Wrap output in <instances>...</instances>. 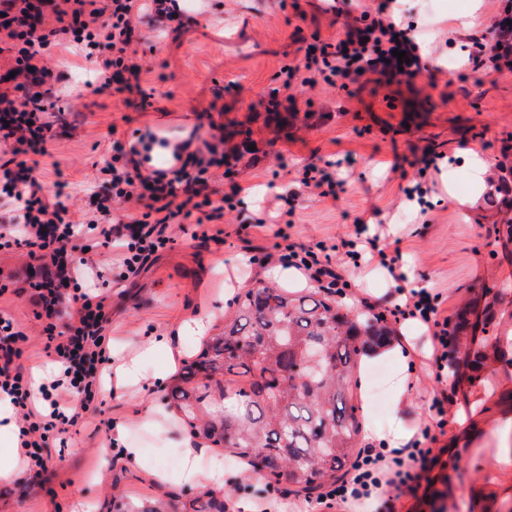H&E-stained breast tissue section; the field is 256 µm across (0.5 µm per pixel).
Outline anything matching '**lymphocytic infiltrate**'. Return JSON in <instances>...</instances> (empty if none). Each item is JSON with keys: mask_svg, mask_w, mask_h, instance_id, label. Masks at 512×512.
Masks as SVG:
<instances>
[{"mask_svg": "<svg viewBox=\"0 0 512 512\" xmlns=\"http://www.w3.org/2000/svg\"><path fill=\"white\" fill-rule=\"evenodd\" d=\"M169 22L176 31L191 19L173 12L163 0H0V34L15 52L11 74L0 75V144L7 153L0 161V251L25 248L39 262L34 283L40 316L46 321L47 346L53 347L61 372L49 383L33 388L22 363L26 333L9 313L0 314V394L18 416L17 448L31 475L43 477L49 459V438L76 426L84 411L100 410L101 367L110 357L104 346L112 304L101 290L103 265L121 269L123 277L140 272L158 252L175 242L174 225L203 226L223 219V203L213 201L208 188L224 155L210 147L207 155L145 175L133 152L114 142L93 189L97 208L73 219L68 205L50 198L31 175L29 156L47 152L46 111L61 73L49 64L52 48L69 46L93 66L104 87L122 94L132 89L142 72L134 31L144 20ZM408 62L400 64L396 53ZM420 67L418 46L410 29L396 28L374 16L354 36L309 46L303 69L330 86L369 72L396 78L411 76ZM145 204L142 212L115 215L113 204ZM260 263H277L300 270L329 294L346 295L352 280L323 243L311 246L275 245ZM406 314L420 317L432 332L440 361H447L455 341L448 318L431 294L409 290L404 303L380 311V318ZM430 429L407 447V461L383 472L382 451L360 448L350 469L315 499L316 512H345L354 501L417 490L431 462Z\"/></svg>", "mask_w": 512, "mask_h": 512, "instance_id": "1", "label": "lymphocytic infiltrate"}]
</instances>
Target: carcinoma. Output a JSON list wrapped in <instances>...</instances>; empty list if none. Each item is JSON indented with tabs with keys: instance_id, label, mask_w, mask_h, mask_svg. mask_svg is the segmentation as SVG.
Returning <instances> with one entry per match:
<instances>
[{
	"instance_id": "obj_1",
	"label": "carcinoma",
	"mask_w": 512,
	"mask_h": 512,
	"mask_svg": "<svg viewBox=\"0 0 512 512\" xmlns=\"http://www.w3.org/2000/svg\"><path fill=\"white\" fill-rule=\"evenodd\" d=\"M390 331L367 314L352 317L338 301L293 296L259 282L235 315L185 365L166 395L193 437L232 450L257 471L267 493H319L356 454L360 425L352 378L368 340ZM232 497L202 487L166 501L131 504L112 498V512H231Z\"/></svg>"
}]
</instances>
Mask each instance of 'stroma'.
<instances>
[{"label":"stroma","mask_w":512,"mask_h":512,"mask_svg":"<svg viewBox=\"0 0 512 512\" xmlns=\"http://www.w3.org/2000/svg\"><path fill=\"white\" fill-rule=\"evenodd\" d=\"M507 0H352L350 17L330 10L328 0H184L192 27L175 33L158 24L142 26L137 45L142 64L139 88L115 95L88 86L84 61L55 49L53 60L68 89L41 119L51 140L47 155L37 157L34 177L47 189H63L73 211H92V185L98 165L111 158L114 140L130 144L146 134L161 140L188 137L215 145L226 158L223 172L211 183L217 196L233 195L234 209L208 227L209 239L193 237V225L178 233L172 248L160 252L139 273L124 279L119 269L105 271L112 303L107 331L111 351L131 355L150 337L174 330L180 323L204 318L218 333L236 304L227 293L242 295L262 281L254 256L275 244L318 241L334 243L354 237L358 226L379 234L382 244L400 249L401 271L409 288L436 295L449 321L468 309L479 289L499 295L490 309L479 342L503 335V312H512V240L496 233L498 222L512 217V208L498 206L501 188L497 166L512 165V71L478 79L469 60L477 42L503 15ZM388 6L400 27L416 31L422 70L397 80L373 73L339 89L306 83L302 70L305 41L312 34L346 38L354 17ZM468 14L470 27L456 28ZM298 67L297 80L282 87L283 67ZM278 88L282 108L294 112L285 121L274 114L268 92ZM236 125L237 135L225 133ZM480 152L489 165L487 187L474 192L466 175L470 152ZM439 154L437 169L425 161ZM330 172L338 182L335 198L320 197L301 179L309 168ZM434 188L425 204L409 200L418 184ZM473 196L460 210L453 195ZM273 224L255 225L262 208ZM249 262H239V255ZM29 268L23 250L0 251V311L23 324L28 342L25 367L38 371L50 362L42 322L37 319ZM353 307L367 302L389 306L396 283L374 265L354 270ZM395 336L407 338L417 364L413 375L414 404L402 413L406 427L431 422L434 398H444L446 412L438 447H446L459 431L455 410L462 402L449 378L439 376L429 331L400 321ZM201 346L182 337L181 356L157 355L142 364L146 376L168 372L167 383L141 395L104 390L103 415L85 413L69 430L64 444H52L50 484L31 480L24 469L0 478V512H73L74 497L109 512L116 494L138 500L157 499L167 492L192 487L183 461L185 436L179 433L163 397L184 363ZM390 371L381 399L365 394L356 415L360 424L388 429L390 398L401 364ZM151 419H141L145 407ZM126 425L130 442L139 448L137 462L121 458L109 446L101 417ZM165 472L166 481L155 478Z\"/></svg>","instance_id":"1"}]
</instances>
